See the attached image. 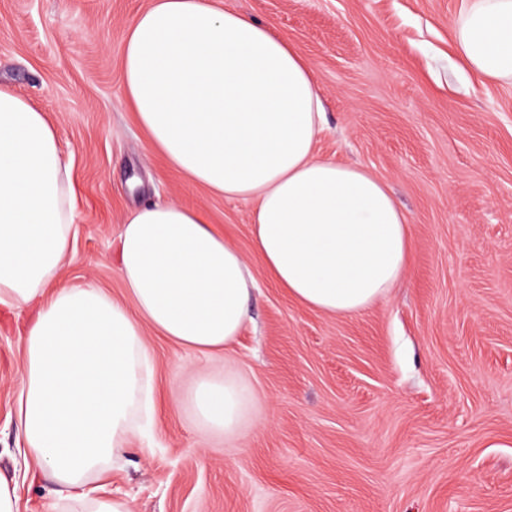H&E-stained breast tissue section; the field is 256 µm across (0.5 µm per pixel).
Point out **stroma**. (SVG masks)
<instances>
[{"instance_id": "1", "label": "stroma", "mask_w": 512, "mask_h": 512, "mask_svg": "<svg viewBox=\"0 0 512 512\" xmlns=\"http://www.w3.org/2000/svg\"><path fill=\"white\" fill-rule=\"evenodd\" d=\"M151 0H0V86L55 125L82 194L59 278L124 297L115 241L132 208L206 211L258 281L225 353L146 337L160 402L101 484L131 512H512V84L452 52L460 0H221L310 63L324 158L389 186L413 235L406 281L368 309L301 308L250 250L253 202L166 169L123 97V34ZM0 322V473L17 467V337ZM231 367L260 400L235 447L188 403L197 372Z\"/></svg>"}]
</instances>
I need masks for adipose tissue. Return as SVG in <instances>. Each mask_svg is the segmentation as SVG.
I'll list each match as a JSON object with an SVG mask.
<instances>
[{
	"label": "adipose tissue",
	"mask_w": 512,
	"mask_h": 512,
	"mask_svg": "<svg viewBox=\"0 0 512 512\" xmlns=\"http://www.w3.org/2000/svg\"><path fill=\"white\" fill-rule=\"evenodd\" d=\"M453 41L482 81L512 83V0H461ZM120 79L151 151L212 194L253 202L251 249L298 305L356 314L407 276L405 215L375 173L317 155L320 89L285 35L217 0H152L126 29ZM76 199L55 127L0 88V313L26 317L15 403L25 465L76 512H129L87 486L125 453L136 414L154 410L145 328L224 351L256 279L203 210L167 201L123 220L125 300L91 282L56 287L74 257ZM188 403L231 446L257 397L228 368L201 375Z\"/></svg>",
	"instance_id": "obj_1"
}]
</instances>
